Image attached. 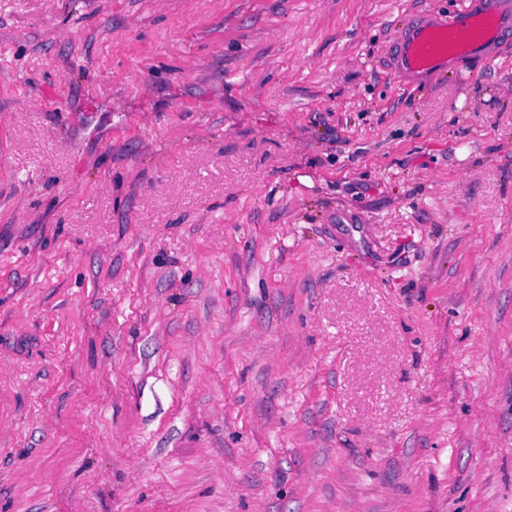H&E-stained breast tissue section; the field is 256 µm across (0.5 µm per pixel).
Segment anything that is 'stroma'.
I'll use <instances>...</instances> for the list:
<instances>
[{"label":"stroma","instance_id":"1","mask_svg":"<svg viewBox=\"0 0 512 512\" xmlns=\"http://www.w3.org/2000/svg\"><path fill=\"white\" fill-rule=\"evenodd\" d=\"M456 0H0V512H512V50ZM510 40V0H462L448 14L408 17L392 39L389 67L399 82L420 85L435 74L491 62Z\"/></svg>","mask_w":512,"mask_h":512}]
</instances>
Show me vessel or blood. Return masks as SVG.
<instances>
[{"mask_svg":"<svg viewBox=\"0 0 512 512\" xmlns=\"http://www.w3.org/2000/svg\"><path fill=\"white\" fill-rule=\"evenodd\" d=\"M510 41L512 0H461L446 13L408 17L394 35L388 62L399 82L420 84L491 62Z\"/></svg>","mask_w":512,"mask_h":512,"instance_id":"b4317fda","label":"vessel or blood"}]
</instances>
